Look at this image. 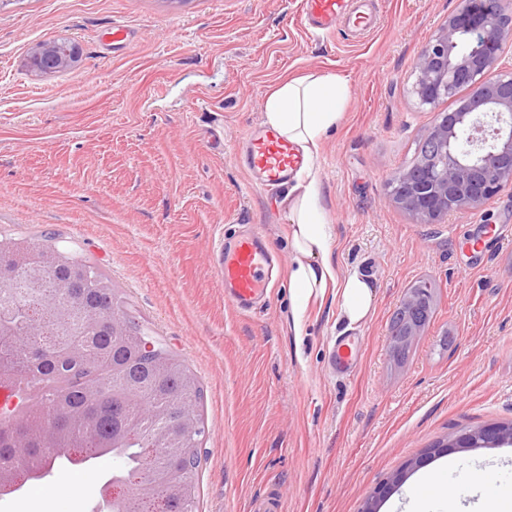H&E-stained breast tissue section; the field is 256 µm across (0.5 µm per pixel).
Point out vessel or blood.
<instances>
[{"label": "vessel or blood", "instance_id": "obj_1", "mask_svg": "<svg viewBox=\"0 0 512 512\" xmlns=\"http://www.w3.org/2000/svg\"><path fill=\"white\" fill-rule=\"evenodd\" d=\"M305 15L309 25L324 35L346 19L356 26L367 22L366 16L350 15L348 0H305ZM247 142L245 165L261 188L277 187L302 164L294 146L273 131L251 129ZM271 263V248L260 235H239L218 242L215 269L224 281L225 298L238 312H251L265 297Z\"/></svg>", "mask_w": 512, "mask_h": 512}]
</instances>
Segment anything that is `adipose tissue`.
<instances>
[{
  "label": "adipose tissue",
  "instance_id": "adipose-tissue-1",
  "mask_svg": "<svg viewBox=\"0 0 512 512\" xmlns=\"http://www.w3.org/2000/svg\"><path fill=\"white\" fill-rule=\"evenodd\" d=\"M350 87L336 75H308L286 81L265 100V124L294 144L305 163L294 177L290 200V242L294 258L288 267L292 290V320L300 322L312 295L335 289L339 317L355 326L369 314L374 291L368 277L356 270L337 272L329 258L330 228L320 205L316 171L318 142L341 116ZM439 470L425 471L417 480L409 512H427L430 504L458 500L460 493L472 497L467 512H512L511 500L493 501L483 491V473L474 471L464 489L448 487Z\"/></svg>",
  "mask_w": 512,
  "mask_h": 512
}]
</instances>
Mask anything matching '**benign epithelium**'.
<instances>
[{
	"instance_id": "1",
	"label": "benign epithelium",
	"mask_w": 512,
	"mask_h": 512,
	"mask_svg": "<svg viewBox=\"0 0 512 512\" xmlns=\"http://www.w3.org/2000/svg\"><path fill=\"white\" fill-rule=\"evenodd\" d=\"M512 39L495 0H460L435 35L423 46L413 66L412 93L418 104L434 112V120L421 137L419 156L389 182L390 200L419 224H439L450 213L479 208L503 188L512 186V69L502 70L501 51ZM78 57L55 42L34 46L28 64L39 74L72 68ZM460 100L452 111H441L446 100ZM26 261L13 269L0 268V312L22 288ZM432 284L424 282L407 292L398 309L401 332H392L398 344L428 322ZM61 328L83 338L99 327L98 317L59 305ZM148 419L158 434L168 438L172 451L181 450L169 436L166 418L152 412ZM512 444V424L487 426L444 445V449H476ZM55 471L36 466L17 475L0 471V487L11 493L29 480L48 482ZM102 502L96 512L157 510L148 502L150 486L138 477L110 478L101 486Z\"/></svg>"
}]
</instances>
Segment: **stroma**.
I'll list each match as a JSON object with an SVG mask.
<instances>
[{
  "label": "stroma",
  "instance_id": "obj_1",
  "mask_svg": "<svg viewBox=\"0 0 512 512\" xmlns=\"http://www.w3.org/2000/svg\"><path fill=\"white\" fill-rule=\"evenodd\" d=\"M302 0H0V231L100 269L151 336L197 378L206 426L197 512H378L406 500L420 470L444 461L459 479L485 469L512 497V445L450 449L462 432L512 423V241L473 248L488 225L512 229V186L475 210L419 224L390 204L388 182L412 163L434 117L411 93L421 48L457 0H355L372 27L304 29ZM128 41L113 42V26ZM68 39L67 72L27 65L40 42ZM349 81L343 118L318 153L330 258L374 287L359 325L333 293L300 324L283 273L292 259L288 190L252 185L236 157L263 125L267 94L305 74ZM251 230L281 269L261 314L224 298L213 241ZM434 286L427 326L405 356L389 347L400 301ZM360 345L333 370L340 339ZM447 453L433 454L436 444ZM111 456L92 473L62 469L48 485L0 498V512H90ZM405 480L391 485L397 472Z\"/></svg>",
  "mask_w": 512,
  "mask_h": 512
}]
</instances>
